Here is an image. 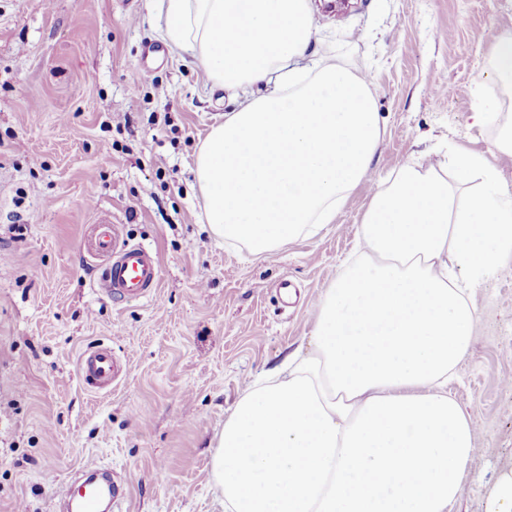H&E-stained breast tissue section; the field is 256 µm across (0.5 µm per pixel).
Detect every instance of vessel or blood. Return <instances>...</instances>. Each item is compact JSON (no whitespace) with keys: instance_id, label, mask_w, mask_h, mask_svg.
<instances>
[{"instance_id":"obj_1","label":"vessel or blood","mask_w":512,"mask_h":512,"mask_svg":"<svg viewBox=\"0 0 512 512\" xmlns=\"http://www.w3.org/2000/svg\"><path fill=\"white\" fill-rule=\"evenodd\" d=\"M83 247L98 259L96 285L100 291L122 302L156 298L161 282V266L151 248L123 238L120 227L108 215H100L83 242ZM127 362L116 356L110 345L99 342L79 357L78 374L87 387L108 392L118 386ZM90 486L85 494L70 498L67 512H101L110 502L116 512L129 505L128 487L116 482L100 467H86Z\"/></svg>"}]
</instances>
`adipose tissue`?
Here are the masks:
<instances>
[{
  "label": "adipose tissue",
  "mask_w": 512,
  "mask_h": 512,
  "mask_svg": "<svg viewBox=\"0 0 512 512\" xmlns=\"http://www.w3.org/2000/svg\"><path fill=\"white\" fill-rule=\"evenodd\" d=\"M167 45L230 109L194 175L210 232L255 255L317 233L370 170L369 75L300 66L313 0H162ZM401 168L373 194L363 251L321 298L307 355L242 392L212 477L225 512H451L476 429L445 392L467 354L474 287L512 256V194L479 153Z\"/></svg>",
  "instance_id": "1"
}]
</instances>
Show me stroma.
<instances>
[{
  "mask_svg": "<svg viewBox=\"0 0 512 512\" xmlns=\"http://www.w3.org/2000/svg\"><path fill=\"white\" fill-rule=\"evenodd\" d=\"M313 2L310 58L369 71L382 136L332 224L256 256L201 223L192 169L223 92L176 50L140 75L144 46L163 42L158 0H0V512H56L88 464L127 476L130 512H224L216 436L249 380L308 347L379 180L462 148L512 188L495 148L512 100L491 61L512 0ZM478 99L492 114L479 125ZM102 212L157 252L159 299L97 292L81 242ZM472 299L474 341L448 393L479 451L452 512H488L512 473V258ZM98 342L129 358L109 393L77 373Z\"/></svg>",
  "mask_w": 512,
  "mask_h": 512,
  "instance_id": "35a3bbf8",
  "label": "stroma"
}]
</instances>
